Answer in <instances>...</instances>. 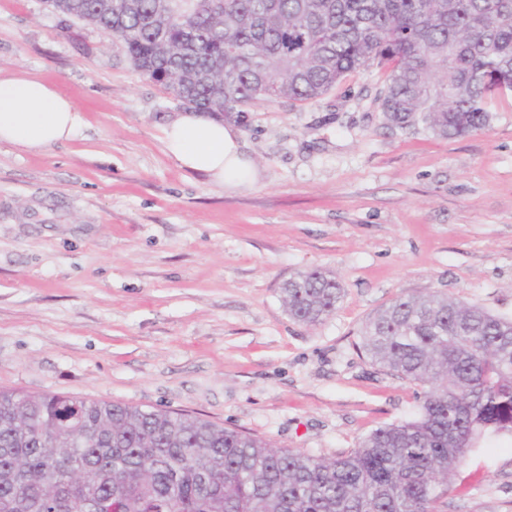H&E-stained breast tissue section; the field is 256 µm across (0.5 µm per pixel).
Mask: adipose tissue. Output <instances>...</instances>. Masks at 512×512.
Listing matches in <instances>:
<instances>
[{"instance_id": "1", "label": "adipose tissue", "mask_w": 512, "mask_h": 512, "mask_svg": "<svg viewBox=\"0 0 512 512\" xmlns=\"http://www.w3.org/2000/svg\"><path fill=\"white\" fill-rule=\"evenodd\" d=\"M84 118L55 88L25 73L0 76V143L37 149L70 140ZM167 152L180 165L227 189L253 185L259 173L233 125L194 111L164 129Z\"/></svg>"}]
</instances>
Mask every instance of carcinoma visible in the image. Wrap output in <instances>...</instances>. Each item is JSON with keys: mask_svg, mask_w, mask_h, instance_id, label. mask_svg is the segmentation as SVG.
I'll list each match as a JSON object with an SVG mask.
<instances>
[{"mask_svg": "<svg viewBox=\"0 0 512 512\" xmlns=\"http://www.w3.org/2000/svg\"><path fill=\"white\" fill-rule=\"evenodd\" d=\"M120 44L177 103L242 123L261 102H306L374 64L381 110L440 138L484 130L512 93V0H42ZM330 270L281 288L298 322L329 316ZM361 348L427 387L418 416L334 459L185 413L0 390V512H438L454 470L512 435V320L436 294L398 296Z\"/></svg>", "mask_w": 512, "mask_h": 512, "instance_id": "cac0c4a2", "label": "carcinoma"}]
</instances>
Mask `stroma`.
<instances>
[{
  "label": "stroma",
  "mask_w": 512,
  "mask_h": 512,
  "mask_svg": "<svg viewBox=\"0 0 512 512\" xmlns=\"http://www.w3.org/2000/svg\"><path fill=\"white\" fill-rule=\"evenodd\" d=\"M53 85L85 122L39 149L0 143V389L189 413L335 458L414 418L423 388L359 348L392 299L440 294L512 318V95L481 132L390 128L388 70L305 103L252 108L259 180L183 169L163 141L182 109L99 30L0 0V74ZM328 269L315 326L280 289ZM447 512H512V437L472 448Z\"/></svg>",
  "instance_id": "stroma-1"
}]
</instances>
